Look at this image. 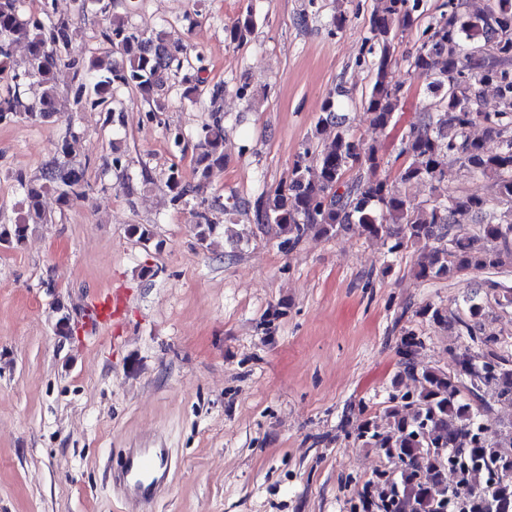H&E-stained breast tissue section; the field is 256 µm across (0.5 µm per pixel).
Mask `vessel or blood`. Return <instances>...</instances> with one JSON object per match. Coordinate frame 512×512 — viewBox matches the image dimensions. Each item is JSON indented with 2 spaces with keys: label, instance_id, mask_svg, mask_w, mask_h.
I'll use <instances>...</instances> for the list:
<instances>
[{
  "label": "vessel or blood",
  "instance_id": "vessel-or-blood-1",
  "mask_svg": "<svg viewBox=\"0 0 512 512\" xmlns=\"http://www.w3.org/2000/svg\"><path fill=\"white\" fill-rule=\"evenodd\" d=\"M172 467V457L165 448H132L124 455L113 479L129 491V512H143L157 496L163 477Z\"/></svg>",
  "mask_w": 512,
  "mask_h": 512
}]
</instances>
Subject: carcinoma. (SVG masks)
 <instances>
[{"label":"carcinoma","instance_id":"cac0c4a2","mask_svg":"<svg viewBox=\"0 0 512 512\" xmlns=\"http://www.w3.org/2000/svg\"><path fill=\"white\" fill-rule=\"evenodd\" d=\"M448 11L433 18L423 31L424 39L410 56L411 74L427 82L435 94L431 106L418 113L402 138L400 154L407 162L396 181L376 175L378 150L355 138L336 121V94L324 100L322 115L315 125L318 135L334 131L331 143L315 154L306 147L298 153L288 182L261 194L254 203L257 226L293 247L310 232L333 236L355 225L368 238L390 242L389 251L405 245L422 246L417 276L424 280L448 277L462 271L498 270L512 266V210L501 216L490 201L470 195L448 194L445 159L456 157L472 176L494 181L498 202L512 204V0H490L479 14L464 11V0H447ZM44 17L23 16V0H0V82L13 84L0 94V122L20 118L39 124L60 111L55 70L63 56L71 57L70 23ZM423 14V0H379L370 24L369 54L373 55L372 84L363 104L372 124L390 125L400 103L401 87L392 82L389 63L398 35L413 28ZM106 37L116 45L120 60L101 67L90 61L74 90V103L90 94L93 103L113 112L112 91L136 89L153 112L165 110L163 93L170 76L182 68L183 49L168 45L163 38H147L134 32L124 17H107ZM257 24L252 7H247L224 27L230 45L246 42ZM24 43L29 68L19 75L10 71L14 45ZM34 79L41 86L39 97L29 103L18 91L20 82ZM494 86L498 109H482V87ZM486 123L487 134L499 140L498 150L489 152L469 129L477 120ZM195 176L204 183L215 168L224 166V127L213 117L197 134ZM24 190V214L13 224H0V243L19 245L33 224L51 218L42 207L43 194L52 187L68 206L86 198L82 171L71 161H50L41 180L18 176ZM403 185H429L432 199L417 202L400 190ZM166 187L171 201L193 204L198 238L206 242L213 234L215 218L196 189L186 183L180 170H169ZM470 217L476 231L454 232V225ZM502 289L497 304L512 306V286L495 281L475 284L466 299L469 317L455 319L456 335L473 342L482 333L484 299ZM487 361L480 367L468 352L455 357V371L436 367L419 368L412 358L415 334L405 333L402 342L404 370L417 383L410 399L400 398L387 412L390 431L374 420L364 421L358 432L363 444L378 448L400 464L397 479H382L376 487L377 500L363 494L367 507L379 512H512V423L500 425L487 417V409L474 408L462 399L463 390L475 394L494 387L499 400H512V359L498 353L497 340H481ZM457 474L455 484L447 481L448 469ZM486 475L480 491L469 489L470 475Z\"/></svg>","mask_w":512,"mask_h":512}]
</instances>
